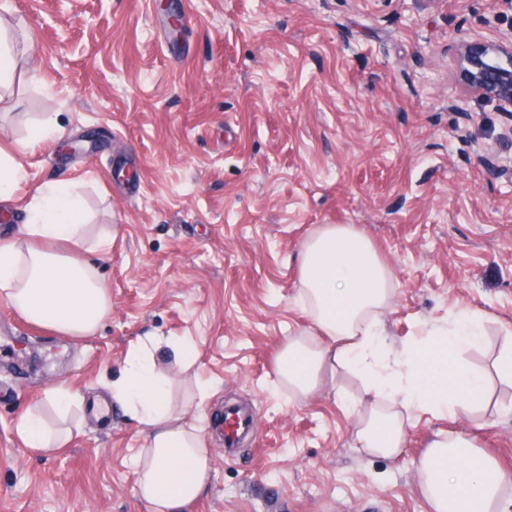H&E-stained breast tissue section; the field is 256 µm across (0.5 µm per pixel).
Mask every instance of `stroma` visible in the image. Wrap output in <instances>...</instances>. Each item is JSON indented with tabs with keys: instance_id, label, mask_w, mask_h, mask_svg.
<instances>
[{
	"instance_id": "1",
	"label": "stroma",
	"mask_w": 512,
	"mask_h": 512,
	"mask_svg": "<svg viewBox=\"0 0 512 512\" xmlns=\"http://www.w3.org/2000/svg\"><path fill=\"white\" fill-rule=\"evenodd\" d=\"M0 25L17 52L0 144L26 143L0 240L38 187L69 183L89 216L83 257L112 298L76 338L0 299V512H148L132 465L143 435L119 406L54 454L15 433L33 406L56 422L51 388L106 398L143 336L194 342L178 401L215 388L201 408L208 488L189 512H429L415 463L449 430L512 478V384L499 378L485 416L417 414L402 454L383 458L353 440L356 378L299 400L276 377L309 324L295 256L322 224L356 225L393 268L394 349L466 309L487 334L460 360L489 371L512 343V177L486 165L512 142L458 72L463 43L512 37L504 0H0ZM49 114L60 142L30 141ZM230 406L254 417L232 449L219 428Z\"/></svg>"
}]
</instances>
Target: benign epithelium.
I'll return each mask as SVG.
<instances>
[{
  "mask_svg": "<svg viewBox=\"0 0 512 512\" xmlns=\"http://www.w3.org/2000/svg\"><path fill=\"white\" fill-rule=\"evenodd\" d=\"M512 57V39L508 44L468 43L461 55V77L470 89L496 102L498 111L512 121V65L499 66L495 56Z\"/></svg>",
  "mask_w": 512,
  "mask_h": 512,
  "instance_id": "1",
  "label": "benign epithelium"
}]
</instances>
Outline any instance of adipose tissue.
<instances>
[{"label":"adipose tissue","mask_w":512,"mask_h":512,"mask_svg":"<svg viewBox=\"0 0 512 512\" xmlns=\"http://www.w3.org/2000/svg\"><path fill=\"white\" fill-rule=\"evenodd\" d=\"M23 236L0 243V298L28 322L63 336H88L112 312L110 291L82 257L88 244L80 200L61 181L43 184L27 206ZM301 308L310 329L290 336L277 374L298 399L323 387L324 372L363 382L355 440L372 453L398 455L411 417L442 418L481 411L488 376L455 359L482 345L485 317L460 312L448 327L395 352L382 314L395 291L393 271L352 224H324L297 256ZM190 343L147 336L128 354L109 392L139 425L145 446L134 460L136 491L149 512H187L209 481L203 426L187 420L173 396L175 374L193 363ZM81 430L80 421L49 427L37 409L18 420L26 448L50 454ZM431 512H506L512 481L460 432L437 433L416 464Z\"/></svg>","instance_id":"adipose-tissue-1"}]
</instances>
